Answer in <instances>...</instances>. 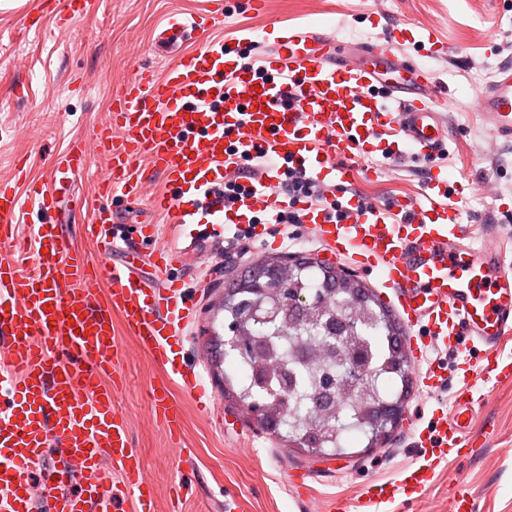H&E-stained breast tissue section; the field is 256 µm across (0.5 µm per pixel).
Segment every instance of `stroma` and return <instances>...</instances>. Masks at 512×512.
Returning a JSON list of instances; mask_svg holds the SVG:
<instances>
[{
  "instance_id": "stroma-1",
  "label": "stroma",
  "mask_w": 512,
  "mask_h": 512,
  "mask_svg": "<svg viewBox=\"0 0 512 512\" xmlns=\"http://www.w3.org/2000/svg\"><path fill=\"white\" fill-rule=\"evenodd\" d=\"M209 0H92L83 15L69 17L66 0H27L17 11H0V183L25 191L28 184L47 178L52 160L69 141L82 140L87 165H75L56 185L55 216L65 239L90 263L100 260L97 246L83 224L85 209L98 205L94 191L106 171L97 152L113 95L146 68L163 73L178 61L177 54L157 53L153 31L170 13L205 11ZM224 23L211 27L213 42L236 44L247 37L269 46L279 31L306 27L335 33L350 56L362 42L387 35L389 29L410 30L413 41L396 44L391 59L395 70L387 82L404 76L407 66L431 70L453 98L449 114L453 140L430 165L411 158L376 155L357 162L353 191L366 202L387 205L399 196L418 194L429 170H441L456 182L452 203L475 237L488 238L512 254V140L497 137L485 115L473 107L475 95L491 80L499 64L512 62V0H266L265 13H254L246 0H227ZM433 30L443 50L428 54L417 44ZM28 94L18 97L17 85ZM144 196L109 200L117 224L144 271H151L150 254L157 242L173 241L191 266L184 295L201 310L197 329L179 354L193 362L198 351H210L223 364L213 371L219 389L217 411L203 410L196 398L172 384L183 412L184 447L193 450L195 470L179 468L165 430L150 414V389L163 371L142 353L120 315L109 312L112 331L126 351L122 365L124 386L119 407L134 416L132 441L143 457L154 489L155 512H225L224 503L244 501L249 512H321L332 496L357 498L375 481L398 479L414 462L410 421L427 426L435 408H450L457 380H448L430 395L409 392L404 420L380 449L351 445L347 455L333 457L330 470L312 481L308 500H300L288 484L289 473L308 465L315 453L289 448L264 430L257 416L243 418L242 432L225 431L221 413L234 411V394L225 392L224 377L234 374L233 359L212 347L207 331L213 305L223 299L224 285L264 257L318 261L322 246L301 224L280 233L266 225L263 235L247 236L225 248L223 241L192 244L177 236L168 213L154 210L150 198L173 188L153 169H146ZM153 221L159 238H140L135 228ZM475 430L494 435L477 455L442 466L439 478L424 498L400 497L392 512H448V496L456 480H464L479 512H512V385L480 390ZM187 478L186 497L171 501V487Z\"/></svg>"
}]
</instances>
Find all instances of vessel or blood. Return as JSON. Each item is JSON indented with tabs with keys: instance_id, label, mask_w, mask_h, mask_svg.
Instances as JSON below:
<instances>
[{
	"instance_id": "vessel-or-blood-1",
	"label": "vessel or blood",
	"mask_w": 512,
	"mask_h": 512,
	"mask_svg": "<svg viewBox=\"0 0 512 512\" xmlns=\"http://www.w3.org/2000/svg\"><path fill=\"white\" fill-rule=\"evenodd\" d=\"M207 18L223 20V7L204 17H167L157 45L200 38ZM401 35L394 28L364 43L368 61L357 65L337 63L336 37L303 27L276 37L253 69L240 67L227 46L204 45L163 77L145 69L126 84L108 114L111 132L98 142L108 166L106 195H139L145 180L138 160L148 158L178 190L153 198L178 225L195 223L201 212L218 225L239 224L257 212L275 218L288 206L278 164L287 159L334 191L330 201L300 202L302 221L326 260L379 271L407 327L413 358L432 341L456 351L465 340L482 350V364L464 368L451 410H435L433 432L420 434L424 455L398 480L366 486L357 500L327 499L324 512H381L399 494H423L442 463L469 456L476 441L491 438L490 431L471 427L476 383H512V358L499 353L512 334V257L489 241L469 242L447 178L431 174L422 196L387 206L364 203L348 190L354 159L377 153L421 160L451 142L441 117L451 99L433 72L410 71L411 83L433 85L425 98L379 81L378 68ZM475 108L497 135L512 139L511 64L499 66L494 81L477 93ZM259 147L274 162L257 170L249 193L229 210L213 202V185ZM61 165L52 164L46 182L22 195L0 184L1 243L14 242L22 199L41 214L30 227L33 268L24 269L10 250L0 255V512H111L129 501L134 512H154L153 488L131 442L133 417L116 402L124 353L94 306L101 270L72 251L53 217ZM111 221L103 205L87 215L106 256L122 249L121 234L101 232ZM177 259L175 247L159 245L154 280L131 262L113 267L109 295L141 351L168 369L151 390V405L154 420L172 436L182 427L173 379L199 388L198 372L177 359V346L198 320L178 281L167 276ZM50 448L57 459L48 465ZM35 470L36 483L30 479ZM448 512H476L464 481H457Z\"/></svg>"
}]
</instances>
